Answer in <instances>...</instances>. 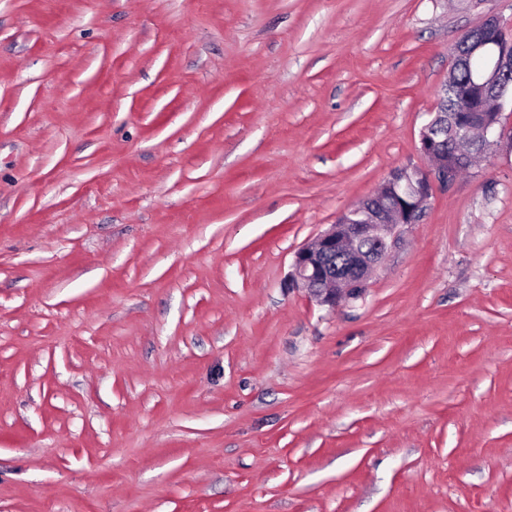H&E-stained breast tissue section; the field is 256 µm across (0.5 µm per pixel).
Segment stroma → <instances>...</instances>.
Segmentation results:
<instances>
[{
    "instance_id": "obj_1",
    "label": "stroma",
    "mask_w": 512,
    "mask_h": 512,
    "mask_svg": "<svg viewBox=\"0 0 512 512\" xmlns=\"http://www.w3.org/2000/svg\"><path fill=\"white\" fill-rule=\"evenodd\" d=\"M512 0H0V512H512V151L355 298L295 252Z\"/></svg>"
}]
</instances>
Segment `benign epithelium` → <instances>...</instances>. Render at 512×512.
<instances>
[{"instance_id":"1","label":"benign epithelium","mask_w":512,"mask_h":512,"mask_svg":"<svg viewBox=\"0 0 512 512\" xmlns=\"http://www.w3.org/2000/svg\"><path fill=\"white\" fill-rule=\"evenodd\" d=\"M508 27L497 16L486 17L469 30L470 57L481 62L480 91L461 97L462 112L470 123L457 142L463 165L506 137L504 107L512 102V41L501 37ZM438 115L421 131L420 151L431 161L428 171L398 170L384 189L386 198L367 209L365 219L355 223L341 214L336 223L314 242L295 253L293 281L321 305L336 306V300L357 297L372 272L395 243L401 227L419 222L436 182L446 185L454 177L444 152L434 139Z\"/></svg>"}]
</instances>
